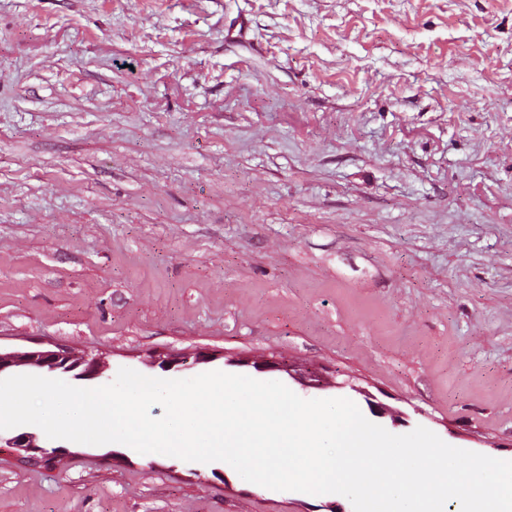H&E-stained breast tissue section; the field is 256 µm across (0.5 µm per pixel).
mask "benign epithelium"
<instances>
[{"mask_svg": "<svg viewBox=\"0 0 512 512\" xmlns=\"http://www.w3.org/2000/svg\"><path fill=\"white\" fill-rule=\"evenodd\" d=\"M180 364L182 360L171 354L150 356V365L163 371H170ZM23 367L41 373L69 376L76 380H96L104 373L99 358L78 357L66 350L34 348L25 351H0V376L12 374ZM0 447L14 449L19 460L30 465L49 464L66 452L65 447L59 445L51 448L38 434L26 430L7 437L0 436Z\"/></svg>", "mask_w": 512, "mask_h": 512, "instance_id": "7a95c632", "label": "benign epithelium"}]
</instances>
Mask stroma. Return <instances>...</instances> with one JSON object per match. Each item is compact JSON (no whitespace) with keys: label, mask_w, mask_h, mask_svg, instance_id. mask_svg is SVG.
Instances as JSON below:
<instances>
[{"label":"stroma","mask_w":512,"mask_h":512,"mask_svg":"<svg viewBox=\"0 0 512 512\" xmlns=\"http://www.w3.org/2000/svg\"><path fill=\"white\" fill-rule=\"evenodd\" d=\"M31 347L370 394L512 461V0H0V348ZM66 447L0 448V512H353ZM0 447L13 448L19 460L30 465L49 464L66 452V447L47 446L38 434L26 430L7 437L0 435Z\"/></svg>","instance_id":"1"}]
</instances>
